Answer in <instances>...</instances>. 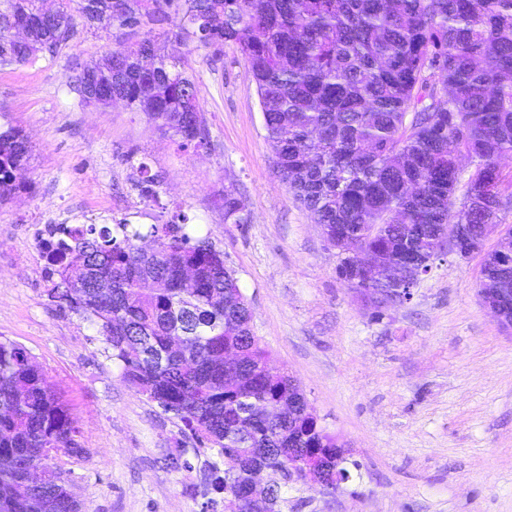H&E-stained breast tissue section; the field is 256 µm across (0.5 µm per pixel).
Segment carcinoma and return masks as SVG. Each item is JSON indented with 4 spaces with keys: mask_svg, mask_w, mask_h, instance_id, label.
<instances>
[{
    "mask_svg": "<svg viewBox=\"0 0 512 512\" xmlns=\"http://www.w3.org/2000/svg\"><path fill=\"white\" fill-rule=\"evenodd\" d=\"M77 7H72V4ZM108 30L162 25L179 18L174 36L216 50L236 47L256 83L276 166L294 197L338 250L336 270L363 296L388 285L387 271L408 246L429 260L442 224L498 223L512 157V0H58L54 20L40 0H0V67L53 55L74 34L75 16ZM25 18L27 37L10 26ZM186 56L165 55L147 34L112 50V88L188 146L205 121ZM29 146L22 130L0 131V199L20 189L16 172ZM474 172L461 182L460 159ZM464 193L457 195L459 185ZM241 205L224 189V221L242 224ZM40 257L56 308L97 327L122 363L123 378L183 423L211 451L207 491L224 512H245L248 472L268 476L269 512H298L288 490L303 482L294 462L317 461L329 494L348 480L344 448L322 429L296 381L275 367L252 329V311L224 252L185 225L55 224ZM150 237L154 252L139 249ZM356 248L384 261L370 274L347 264ZM84 260V271L70 262ZM199 287L183 317L182 271ZM479 288L512 298V224L487 254ZM179 330L196 337L192 364L180 357L158 366ZM247 367L224 385V348ZM264 404L294 401L290 416L271 420L241 412V396ZM76 428L61 397L20 346L0 341V512H79L52 453L74 446ZM31 453L48 461L46 488L25 486L20 466Z\"/></svg>",
    "mask_w": 512,
    "mask_h": 512,
    "instance_id": "obj_1",
    "label": "carcinoma"
}]
</instances>
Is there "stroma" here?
I'll list each match as a JSON object with an SVG mask.
<instances>
[{
    "label": "stroma",
    "mask_w": 512,
    "mask_h": 512,
    "mask_svg": "<svg viewBox=\"0 0 512 512\" xmlns=\"http://www.w3.org/2000/svg\"><path fill=\"white\" fill-rule=\"evenodd\" d=\"M154 32L170 55L191 56L208 129L199 146L76 91L86 67L141 29L80 20L55 54L0 69V124L31 145L20 190L0 202V340L35 358L75 422L78 452L53 462L80 512H203L210 452L123 380L94 326L49 302L39 239L50 224L182 223L223 251L255 335L350 452L349 480L332 496L302 489L299 512H512V328L479 299L482 254L441 256L410 300L373 313L281 181L241 55ZM149 174L160 180L150 198ZM228 189L243 223L224 220ZM177 454L188 468H166Z\"/></svg>",
    "instance_id": "obj_1"
}]
</instances>
